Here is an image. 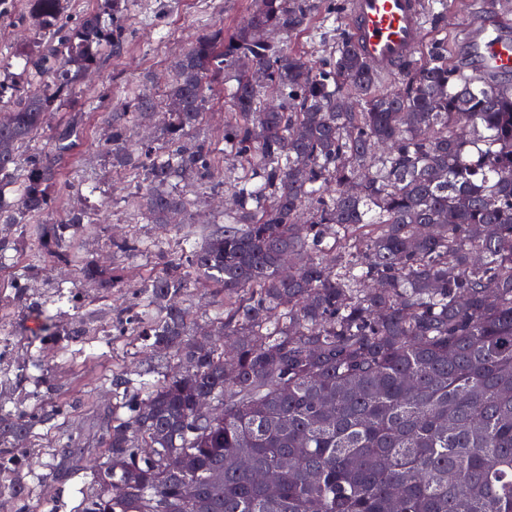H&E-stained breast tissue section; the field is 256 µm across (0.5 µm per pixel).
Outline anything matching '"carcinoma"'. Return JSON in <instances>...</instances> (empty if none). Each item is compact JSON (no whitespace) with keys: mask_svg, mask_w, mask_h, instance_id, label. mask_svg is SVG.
<instances>
[{"mask_svg":"<svg viewBox=\"0 0 512 512\" xmlns=\"http://www.w3.org/2000/svg\"><path fill=\"white\" fill-rule=\"evenodd\" d=\"M123 7L112 0L106 24L68 15L64 0H28L30 74L73 89L101 63L93 46L120 52ZM310 11L309 0H255L230 35L197 37L169 85L167 152L132 140L126 113L112 114L106 142L123 146L116 161L139 180L134 202L166 224L190 205L167 183L203 185L216 167L212 143L188 150L182 139L212 82L235 73L224 146L236 209L112 314L115 335L177 371L136 383L112 370L119 401L90 439L68 432L66 406L50 398L0 410V497L18 512H30L32 465L19 444L39 427L53 433L55 483L87 473L75 512H512V86L463 74L446 38L382 92L346 29L318 63L258 36L300 31ZM53 101L31 92L0 114V222L28 241L30 271L46 257L77 263L66 243L92 223H28L49 210L57 159L83 121L77 112L56 130L55 157L21 153ZM196 283L224 296L207 338L176 303ZM97 316L47 317L40 333L64 348Z\"/></svg>","mask_w":512,"mask_h":512,"instance_id":"cac0c4a2","label":"carcinoma"}]
</instances>
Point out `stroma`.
Segmentation results:
<instances>
[{
	"label": "stroma",
	"mask_w": 512,
	"mask_h": 512,
	"mask_svg": "<svg viewBox=\"0 0 512 512\" xmlns=\"http://www.w3.org/2000/svg\"><path fill=\"white\" fill-rule=\"evenodd\" d=\"M312 13L306 30L281 35L288 51L320 61L332 46L338 28L347 26L344 14L329 15V0H310ZM253 0H128L124 22L131 37L121 54L100 47L103 58L97 70L85 78L75 91L64 93L59 106L49 109L38 133L28 143V150L50 152L52 136L70 113L84 115L82 133L71 152L59 165L62 186L54 194L52 207L40 215L43 224H58L77 212L90 213L93 222L71 243L80 262L96 264L103 273H111L114 263H123L125 283L113 289L112 306L128 305L131 293L141 287L146 275L160 268L156 254L144 252L117 260L109 244L112 239L133 237L141 240L169 241L175 233L169 224H155L147 215L137 213L133 205L134 184L127 171L113 166L112 151L104 143L107 118L114 112L135 109V92L149 90L155 101L153 114L136 125V137L153 146L166 148L162 132L167 110L166 90L174 65L185 48L204 27L232 33L248 17ZM27 0H0V78L14 84L18 92L33 89L35 83L22 68V58L33 44V33L23 17ZM488 11L512 24V0H448L437 28H426V36L442 32L451 48H459L474 13ZM232 77L212 84L208 103L197 134L209 137L216 148H223L224 117L231 110L228 92ZM234 181L227 162H219L212 184L172 188L186 192L192 201L184 216L185 223L197 233L224 223L232 207ZM31 303L18 306L7 293L0 292V381L15 379L24 372L21 386L0 400L4 410L32 406L46 396L69 402V429L73 434L91 432L93 407L112 402L108 378L113 369L130 372L142 381L156 380L155 359L128 336H111L109 321L92 325L89 336L81 342L59 349L41 336L43 316H54L61 324L74 322L76 312L61 300L60 288L76 293L87 308L102 307L101 290L80 278L75 267L42 262L28 281ZM45 429H37L28 445L31 456L39 460L31 482L34 497L57 512H73L78 504L77 490L83 476H75L66 488L46 479L49 457Z\"/></svg>",
	"instance_id": "1"
}]
</instances>
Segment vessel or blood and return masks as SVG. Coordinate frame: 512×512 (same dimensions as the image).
Segmentation results:
<instances>
[{
  "label": "vessel or blood",
  "mask_w": 512,
  "mask_h": 512,
  "mask_svg": "<svg viewBox=\"0 0 512 512\" xmlns=\"http://www.w3.org/2000/svg\"><path fill=\"white\" fill-rule=\"evenodd\" d=\"M353 46L383 73H393L421 40L419 0H350ZM468 76L512 77V27L493 19L473 23L461 44Z\"/></svg>",
  "instance_id": "b4317fda"
}]
</instances>
